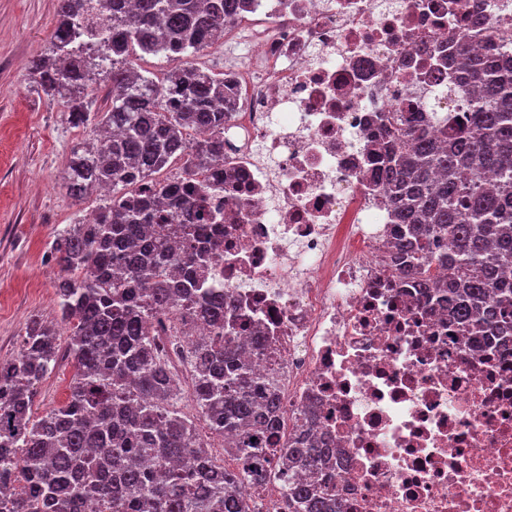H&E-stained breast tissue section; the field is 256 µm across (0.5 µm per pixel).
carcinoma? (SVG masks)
<instances>
[{
	"mask_svg": "<svg viewBox=\"0 0 512 512\" xmlns=\"http://www.w3.org/2000/svg\"><path fill=\"white\" fill-rule=\"evenodd\" d=\"M245 2L59 0L29 79L66 99L72 125L93 127L68 164L70 196L103 186L112 195L94 223L78 220L51 242L64 273L59 320L32 319L19 355L0 362V512H262L242 486L272 481L288 512H341L325 483L310 479L327 475L334 456L314 436V412L298 418L283 447H266L281 426L278 388L251 372L234 305L208 285L213 268L197 242L213 216L197 187L156 178L181 160L184 174L210 169L224 182L213 162L224 155L233 88L191 58L224 39ZM471 18L456 79L439 88L457 111L384 116L394 267L475 335L511 336L512 38L485 24L482 0ZM136 50L181 64L158 84L130 68ZM98 76L112 89L93 112L87 89ZM196 130L209 135L193 139ZM164 319L191 367L194 417L156 345ZM200 319L210 334L192 335ZM63 328L73 364L67 399L37 416ZM210 436L223 438L232 464L218 462Z\"/></svg>",
	"mask_w": 512,
	"mask_h": 512,
	"instance_id": "1",
	"label": "carcinoma"
}]
</instances>
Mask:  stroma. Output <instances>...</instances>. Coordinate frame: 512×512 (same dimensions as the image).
<instances>
[{"label":"stroma","instance_id":"stroma-1","mask_svg":"<svg viewBox=\"0 0 512 512\" xmlns=\"http://www.w3.org/2000/svg\"><path fill=\"white\" fill-rule=\"evenodd\" d=\"M58 0H0V361L16 356L32 317L57 318L59 267L48 256L55 231L104 203L90 192L72 198L64 173L73 149L89 132L73 127L61 99L27 83L30 62L47 45ZM252 24H234L222 47L199 60L203 71L223 75L225 65L243 66ZM72 377L62 359L38 388L42 415L60 406Z\"/></svg>","mask_w":512,"mask_h":512}]
</instances>
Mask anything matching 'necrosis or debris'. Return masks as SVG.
<instances>
[{
  "mask_svg": "<svg viewBox=\"0 0 512 512\" xmlns=\"http://www.w3.org/2000/svg\"><path fill=\"white\" fill-rule=\"evenodd\" d=\"M468 0H251L250 79L224 119L212 287L239 300L257 373L335 448L343 512H512V336H464L388 267L374 145L390 112H426L466 36Z\"/></svg>",
  "mask_w": 512,
  "mask_h": 512,
  "instance_id": "obj_1",
  "label": "necrosis or debris"
}]
</instances>
